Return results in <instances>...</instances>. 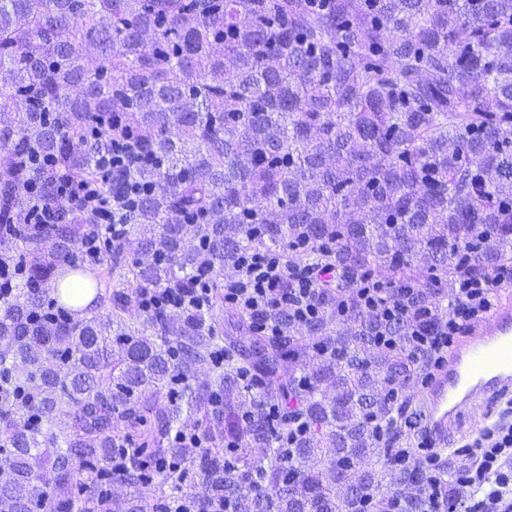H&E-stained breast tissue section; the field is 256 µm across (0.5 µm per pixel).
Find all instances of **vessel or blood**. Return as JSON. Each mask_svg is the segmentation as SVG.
Returning <instances> with one entry per match:
<instances>
[{"label":"vessel or blood","instance_id":"b4317fda","mask_svg":"<svg viewBox=\"0 0 512 512\" xmlns=\"http://www.w3.org/2000/svg\"><path fill=\"white\" fill-rule=\"evenodd\" d=\"M421 392L427 400L422 429L443 448L449 430L471 405L490 404L512 392V299L496 301L456 341Z\"/></svg>","mask_w":512,"mask_h":512}]
</instances>
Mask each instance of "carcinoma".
Here are the masks:
<instances>
[{
  "mask_svg": "<svg viewBox=\"0 0 512 512\" xmlns=\"http://www.w3.org/2000/svg\"><path fill=\"white\" fill-rule=\"evenodd\" d=\"M0 85V229L30 217L23 250L0 251L23 285L4 302L0 367L14 387L36 376L45 420L58 393L70 402L44 432L0 394V512H144L136 492H98L138 488L143 458L162 512H363L421 478L389 466L416 451L410 332L451 275L512 260V0H0ZM115 136L141 156L135 230L87 264L70 249L90 232L81 206L44 224L19 177L45 172V205L59 173L110 195L94 157ZM305 238L336 258L314 323L265 338L219 293L203 311L126 318L150 288H193L246 249ZM381 268L391 300L413 289L406 314L338 316ZM71 277L94 290L89 317L49 297ZM227 322L249 347L218 344ZM381 329L393 342L378 349ZM218 349L224 371L190 385ZM245 373L281 389L280 423ZM299 418L285 457L276 441Z\"/></svg>",
  "mask_w": 512,
  "mask_h": 512,
  "instance_id": "carcinoma-1",
  "label": "carcinoma"
}]
</instances>
